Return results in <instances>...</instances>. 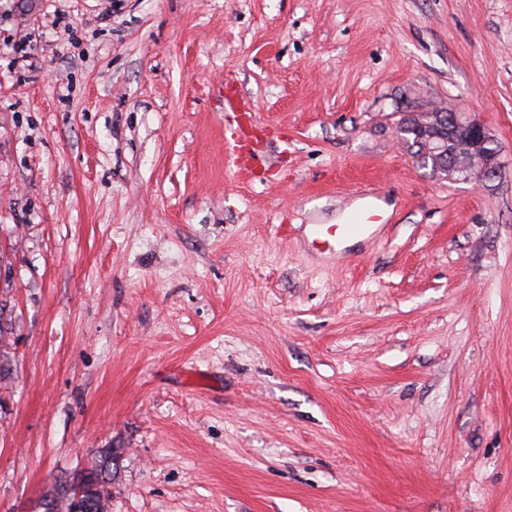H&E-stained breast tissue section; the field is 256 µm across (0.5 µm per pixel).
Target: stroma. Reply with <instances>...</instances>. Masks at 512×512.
I'll list each match as a JSON object with an SVG mask.
<instances>
[{
    "mask_svg": "<svg viewBox=\"0 0 512 512\" xmlns=\"http://www.w3.org/2000/svg\"><path fill=\"white\" fill-rule=\"evenodd\" d=\"M435 105L512 163V0H0V512L108 448L109 512H512V166ZM421 113L422 112H412L401 118L397 127V133L402 143L407 145L410 150L417 148L411 153L417 157L419 163L423 162L426 164L430 162L432 168L435 170L437 166L436 161L432 155H426L424 153L423 146L425 142L419 140V133L416 129L417 119L422 118ZM464 118V120H462ZM448 119V134H456V149L450 157L449 167L465 175L475 186L501 178L505 173L502 150L486 125L476 117H459L456 112ZM376 214L370 207L352 215L346 224H311V235L327 244L325 252L345 254L347 243L353 239H367L372 233Z\"/></svg>",
    "mask_w": 512,
    "mask_h": 512,
    "instance_id": "35a3bbf8",
    "label": "stroma"
}]
</instances>
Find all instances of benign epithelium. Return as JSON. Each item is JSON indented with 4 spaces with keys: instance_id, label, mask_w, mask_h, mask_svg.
Masks as SVG:
<instances>
[{
    "instance_id": "obj_1",
    "label": "benign epithelium",
    "mask_w": 512,
    "mask_h": 512,
    "mask_svg": "<svg viewBox=\"0 0 512 512\" xmlns=\"http://www.w3.org/2000/svg\"><path fill=\"white\" fill-rule=\"evenodd\" d=\"M443 112L431 110L423 114L427 122L423 123V132L427 137V149L437 158H447L449 163L443 168H450L465 175V180L475 186H485L502 177L505 163L502 150L495 142L486 125L476 117L461 118L454 114L449 117L453 125L448 133L456 134V149L453 155L446 152L445 139L432 129L428 123L431 118H441Z\"/></svg>"
}]
</instances>
